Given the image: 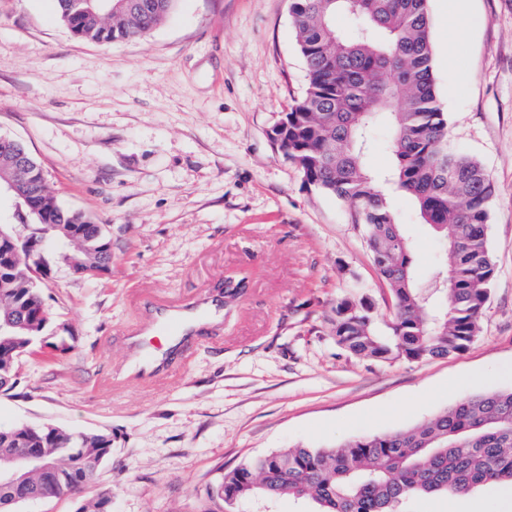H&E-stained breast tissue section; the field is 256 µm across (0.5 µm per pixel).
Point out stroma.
<instances>
[{
	"label": "stroma",
	"mask_w": 512,
	"mask_h": 512,
	"mask_svg": "<svg viewBox=\"0 0 512 512\" xmlns=\"http://www.w3.org/2000/svg\"><path fill=\"white\" fill-rule=\"evenodd\" d=\"M449 140L495 187L496 278L460 355L381 363L339 348L331 319L368 298L392 317L353 207L305 183L270 133L306 87L289 0H175L150 33L72 38L50 0H0V133L40 163L58 202L112 244L95 278L57 260L43 284L52 330L0 391V426L105 433L112 454L79 490L23 512H76L103 489L112 512H253L210 501L217 467L278 448L326 447L406 429L460 399L512 389V0H428ZM392 202L421 275L449 253L401 194ZM241 282L221 339L178 379L105 381L123 356L106 336L135 319L127 293L169 300ZM409 512H512L503 489L419 497Z\"/></svg>",
	"instance_id": "1"
}]
</instances>
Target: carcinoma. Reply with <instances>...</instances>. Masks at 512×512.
<instances>
[{"label":"carcinoma","instance_id":"obj_1","mask_svg":"<svg viewBox=\"0 0 512 512\" xmlns=\"http://www.w3.org/2000/svg\"><path fill=\"white\" fill-rule=\"evenodd\" d=\"M61 23L79 40L110 44L147 33L170 13L175 0H125L95 13L76 11V0H54ZM428 0H291L297 47L307 67L304 94L289 106L279 149L299 165L307 184L352 204L373 263L393 299L390 334L379 333L370 301L336 305V344L382 362L446 358L467 350L496 273L488 227L494 186L477 160L448 141L433 71ZM352 20L336 34L335 15ZM386 120L393 164L367 163L373 128ZM31 200L50 223L30 217L32 231L0 262V317L42 306L41 281L52 266L41 242L72 245L66 260L92 277L109 265L110 241L82 212L60 205L35 165ZM408 196L424 224L451 254L446 271L424 281L414 248L381 190ZM44 317L28 329L0 334V373L18 384L15 363L47 332ZM24 448H37L55 465L48 480L24 471V492L43 499L92 482L107 461L110 436L66 432L45 425L0 428V469ZM489 484L512 487V390L463 399L429 420L392 433L365 435L325 448H282L245 461L218 476L212 494L228 505L283 496L308 502L312 512H403L413 498L462 496ZM112 493L76 512H109Z\"/></svg>","mask_w":512,"mask_h":512}]
</instances>
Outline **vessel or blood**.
I'll list each match as a JSON object with an SVG mask.
<instances>
[{"mask_svg":"<svg viewBox=\"0 0 512 512\" xmlns=\"http://www.w3.org/2000/svg\"><path fill=\"white\" fill-rule=\"evenodd\" d=\"M137 306L139 319L122 338L125 356L110 373L114 384L141 386L168 377L189 348L221 326L224 292L207 288L177 304L142 296Z\"/></svg>","mask_w":512,"mask_h":512,"instance_id":"b4317fda","label":"vessel or blood"}]
</instances>
